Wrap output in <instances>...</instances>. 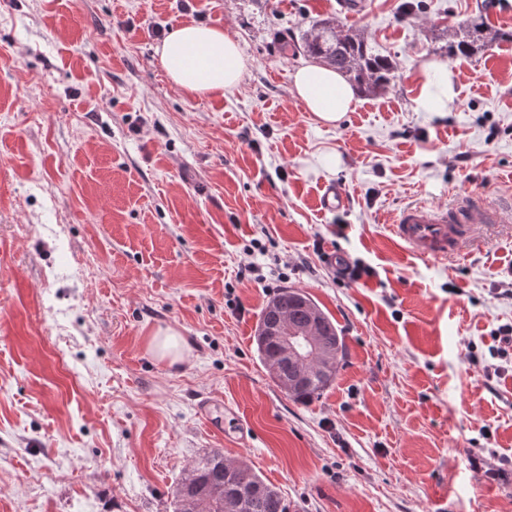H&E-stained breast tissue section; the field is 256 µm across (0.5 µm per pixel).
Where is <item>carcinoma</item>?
<instances>
[{"mask_svg": "<svg viewBox=\"0 0 512 512\" xmlns=\"http://www.w3.org/2000/svg\"><path fill=\"white\" fill-rule=\"evenodd\" d=\"M498 39L512 41V31L491 30L482 22L467 25L448 40V56H470ZM301 44L308 55L336 69L367 95L386 91L395 78L393 60L376 52L364 32H343L332 21L319 20L302 34ZM277 315L288 318V324L297 329L314 322L326 362L309 375L299 376L293 365L280 356L274 336L256 337L258 356L279 387L290 379L294 381V388L287 391L289 398L301 403L317 399L336 378L346 351L344 338L332 319L299 288L281 289L263 309L260 324L272 323ZM243 492L250 494L246 512H288L276 488L266 484L247 464L228 462L218 451L184 470L174 491L173 512H183L184 502L189 499L202 505L201 512H234L235 502Z\"/></svg>", "mask_w": 512, "mask_h": 512, "instance_id": "1", "label": "carcinoma"}]
</instances>
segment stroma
Returning <instances> with one entry per match:
<instances>
[{
  "mask_svg": "<svg viewBox=\"0 0 512 512\" xmlns=\"http://www.w3.org/2000/svg\"><path fill=\"white\" fill-rule=\"evenodd\" d=\"M0 0V512H173L185 468L219 450L289 512H512V223L421 259L390 226L459 197L512 212V41L448 65L450 110L415 105L422 58L512 0ZM362 29L396 77L336 125L292 95L320 19ZM237 33L241 84L196 96L158 30ZM338 159L326 169L325 155ZM341 186L338 212L318 206ZM344 230H337V221ZM266 255H247L253 241ZM371 275L333 282L321 253ZM264 269L242 280V264ZM346 343L335 381L292 401L254 336L280 289ZM185 339L170 366L148 340ZM223 408L210 428L197 404Z\"/></svg>",
  "mask_w": 512,
  "mask_h": 512,
  "instance_id": "obj_1",
  "label": "stroma"
}]
</instances>
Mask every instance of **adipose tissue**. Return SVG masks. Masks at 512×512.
I'll return each mask as SVG.
<instances>
[{
	"instance_id": "ef3b65f1",
	"label": "adipose tissue",
	"mask_w": 512,
	"mask_h": 512,
	"mask_svg": "<svg viewBox=\"0 0 512 512\" xmlns=\"http://www.w3.org/2000/svg\"><path fill=\"white\" fill-rule=\"evenodd\" d=\"M156 53L168 78L194 95H222L239 85L246 70L237 35L206 25L174 27ZM420 71L422 77L415 98L417 110L448 111L457 96L454 71L440 58L423 61ZM291 79L293 96L321 123L336 124L355 108V87L327 66L301 65Z\"/></svg>"
}]
</instances>
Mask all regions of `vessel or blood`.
I'll list each match as a JSON object with an SVG mask.
<instances>
[{
  "instance_id": "b4317fda",
  "label": "vessel or blood",
  "mask_w": 512,
  "mask_h": 512,
  "mask_svg": "<svg viewBox=\"0 0 512 512\" xmlns=\"http://www.w3.org/2000/svg\"><path fill=\"white\" fill-rule=\"evenodd\" d=\"M500 219L497 209L473 200L449 207L415 204L400 212L391 233L412 254L438 259L458 252L465 227L495 224Z\"/></svg>"
}]
</instances>
